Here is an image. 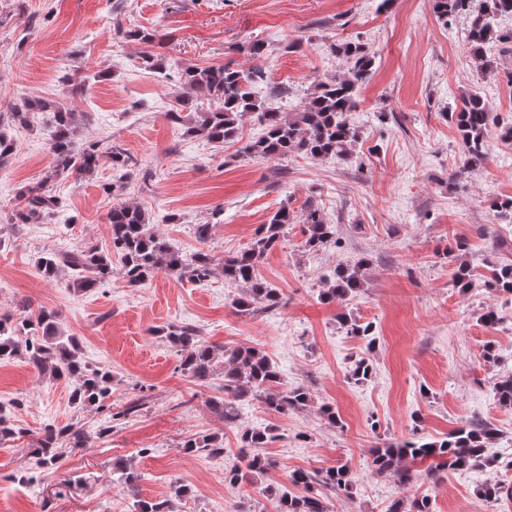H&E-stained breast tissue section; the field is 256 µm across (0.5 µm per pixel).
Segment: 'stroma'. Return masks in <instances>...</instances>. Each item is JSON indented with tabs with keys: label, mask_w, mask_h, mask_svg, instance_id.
<instances>
[{
	"label": "stroma",
	"mask_w": 512,
	"mask_h": 512,
	"mask_svg": "<svg viewBox=\"0 0 512 512\" xmlns=\"http://www.w3.org/2000/svg\"><path fill=\"white\" fill-rule=\"evenodd\" d=\"M126 28L159 39L129 42L120 35ZM256 40L266 46L259 62L248 52ZM349 40L375 56L350 116L359 131L350 158H249L239 149L261 132L252 118L243 120L237 141L216 150L191 133L195 111L177 124L167 117L181 92L178 69L188 65L261 64L258 94L279 96L284 112H298L315 80L345 72L333 47ZM149 54L164 59L165 71L146 66ZM487 55L491 68L479 71L465 21L438 20L431 0H0V113L30 98L74 109L78 148L108 139L130 157L123 199L155 216L156 231L176 249L205 250L215 266L200 283L161 273L135 288L115 274L79 293L65 280L43 279L35 262L44 250L109 249L113 198L106 188L115 172L105 164L58 179L52 189L64 210L21 223L17 191L49 165L51 115L6 122L15 149L0 162V315L56 312L83 360L111 370L113 381L103 409L87 411L72 405L69 381L39 374L21 358L0 363V407L18 432L0 444V512H131L130 496L112 482L118 461L145 473L141 498H171L172 512H275L255 486L224 482L238 431L265 427L276 435L262 453L276 463L271 476L280 491L296 493L294 470L349 464L353 489L326 493L329 512H389L396 500L422 495L433 512H512V497L478 493L486 484L512 487L504 465L512 456V409L493 391L512 375V298L482 288L464 293L452 280L462 262L478 275L494 263L512 264V212L492 207L512 197V141L490 130L487 161L458 175L459 133L448 116L474 89L500 123L512 122L505 78L512 46L490 47ZM283 205L296 222L259 270L285 304L236 313L238 290L224 278V258L246 248ZM311 205L335 224V247L303 248L301 216ZM208 222L211 237L199 242L194 227ZM361 259L363 290L343 303L321 302L323 276ZM489 309L497 325L481 322ZM344 312L374 323V344L346 334L338 319ZM169 323L194 326L212 344L257 347L284 384L309 389L311 403L282 415L247 397L234 423H225L209 405L223 365L208 384L183 376L173 346L152 333ZM489 344L500 356L493 366L483 359ZM361 358L372 375L357 384L350 372ZM136 400L143 408L111 426L110 413ZM325 403L336 423L320 414ZM469 422L498 430L500 465L442 470L407 485L373 473L372 448L440 440ZM72 423L84 431L82 444L61 442L57 468L18 483L40 428ZM215 432L228 454L184 450L186 440Z\"/></svg>",
	"instance_id": "obj_1"
}]
</instances>
